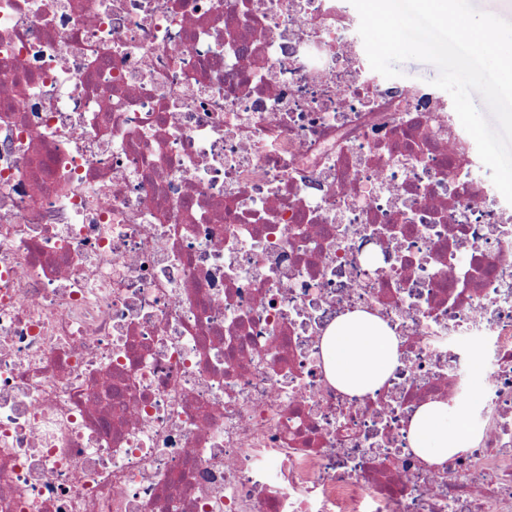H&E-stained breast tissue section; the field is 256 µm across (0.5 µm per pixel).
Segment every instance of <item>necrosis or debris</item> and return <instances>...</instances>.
<instances>
[{
  "label": "necrosis or debris",
  "mask_w": 512,
  "mask_h": 512,
  "mask_svg": "<svg viewBox=\"0 0 512 512\" xmlns=\"http://www.w3.org/2000/svg\"><path fill=\"white\" fill-rule=\"evenodd\" d=\"M345 2L0 0V512H512V204ZM400 339L382 319L352 312L336 319L322 340L328 375L352 395L374 393L400 358ZM454 418L455 415L448 412L447 403L430 401L423 404L411 420V448L430 465L441 464L450 455L466 452L475 443L477 433L462 417L448 426V419Z\"/></svg>",
  "instance_id": "necrosis-or-debris-1"
}]
</instances>
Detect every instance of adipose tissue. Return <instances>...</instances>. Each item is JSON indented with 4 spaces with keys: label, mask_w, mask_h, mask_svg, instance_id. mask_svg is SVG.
Wrapping results in <instances>:
<instances>
[{
    "label": "adipose tissue",
    "mask_w": 512,
    "mask_h": 512,
    "mask_svg": "<svg viewBox=\"0 0 512 512\" xmlns=\"http://www.w3.org/2000/svg\"><path fill=\"white\" fill-rule=\"evenodd\" d=\"M322 357L328 375L350 394L378 390L400 358V339L382 319L366 312L339 317L322 340ZM477 438L464 419L448 420L442 401L423 404L409 427L413 451L431 464L467 451Z\"/></svg>",
    "instance_id": "ef3b65f1"
}]
</instances>
